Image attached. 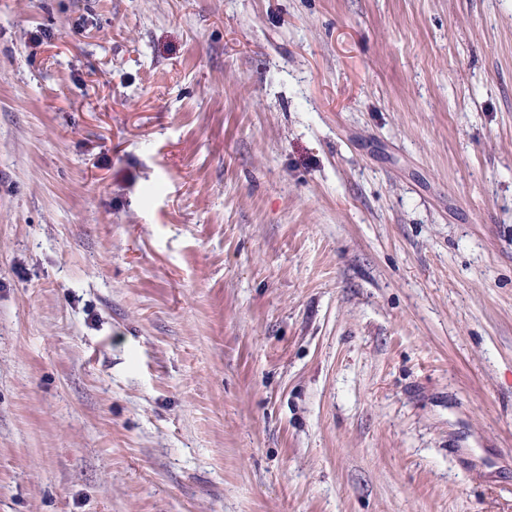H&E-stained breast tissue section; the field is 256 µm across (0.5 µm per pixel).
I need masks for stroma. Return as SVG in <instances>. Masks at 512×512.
<instances>
[{"label": "stroma", "instance_id": "1", "mask_svg": "<svg viewBox=\"0 0 512 512\" xmlns=\"http://www.w3.org/2000/svg\"><path fill=\"white\" fill-rule=\"evenodd\" d=\"M0 512H512V0H0Z\"/></svg>", "mask_w": 512, "mask_h": 512}]
</instances>
